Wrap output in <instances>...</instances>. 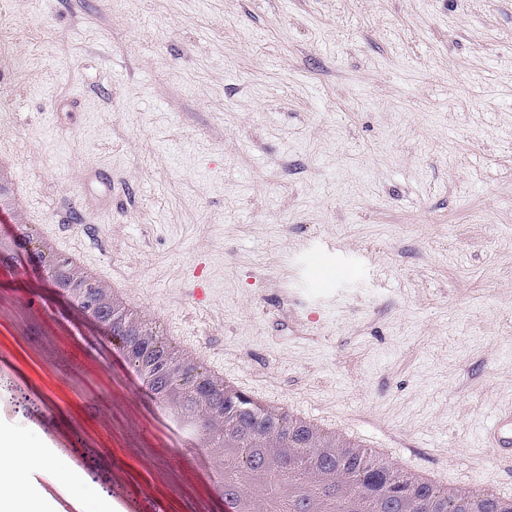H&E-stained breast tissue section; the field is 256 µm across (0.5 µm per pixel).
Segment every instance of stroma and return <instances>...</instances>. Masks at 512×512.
Instances as JSON below:
<instances>
[{
	"label": "stroma",
	"mask_w": 512,
	"mask_h": 512,
	"mask_svg": "<svg viewBox=\"0 0 512 512\" xmlns=\"http://www.w3.org/2000/svg\"><path fill=\"white\" fill-rule=\"evenodd\" d=\"M1 46L38 228L203 366L512 491V0H0ZM482 448L495 463L512 470V401L497 402L479 430Z\"/></svg>",
	"instance_id": "stroma-1"
}]
</instances>
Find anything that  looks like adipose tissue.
Masks as SVG:
<instances>
[{
	"label": "adipose tissue",
	"instance_id": "ef3b65f1",
	"mask_svg": "<svg viewBox=\"0 0 512 512\" xmlns=\"http://www.w3.org/2000/svg\"><path fill=\"white\" fill-rule=\"evenodd\" d=\"M51 474L59 486L77 489L92 484V477L67 455L31 442L24 429L0 433V512H45L53 501L32 480Z\"/></svg>",
	"mask_w": 512,
	"mask_h": 512
}]
</instances>
